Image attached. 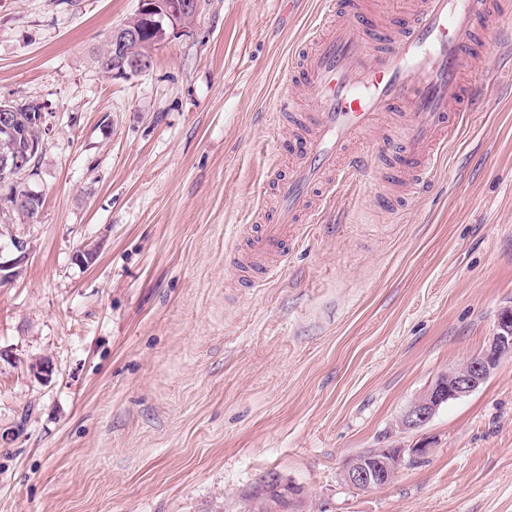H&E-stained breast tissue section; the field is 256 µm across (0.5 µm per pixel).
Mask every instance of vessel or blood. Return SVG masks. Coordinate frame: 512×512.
Masks as SVG:
<instances>
[{"instance_id": "b4317fda", "label": "vessel or blood", "mask_w": 512, "mask_h": 512, "mask_svg": "<svg viewBox=\"0 0 512 512\" xmlns=\"http://www.w3.org/2000/svg\"><path fill=\"white\" fill-rule=\"evenodd\" d=\"M493 17L511 18L512 0H420L388 22L362 0H324L301 66L288 69L313 105L298 112L292 96L277 100V113L295 123L294 159L277 183L274 219L252 225L248 251L234 257L240 278L257 288L279 273L313 197L331 198L346 177L367 172L372 156L357 144L399 107L408 109L405 135L389 173L416 187L430 181L456 116L479 101L483 84L465 83L464 69Z\"/></svg>"}]
</instances>
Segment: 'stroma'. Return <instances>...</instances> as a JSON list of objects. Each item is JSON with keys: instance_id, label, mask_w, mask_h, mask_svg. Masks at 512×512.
<instances>
[{"instance_id": "obj_1", "label": "stroma", "mask_w": 512, "mask_h": 512, "mask_svg": "<svg viewBox=\"0 0 512 512\" xmlns=\"http://www.w3.org/2000/svg\"><path fill=\"white\" fill-rule=\"evenodd\" d=\"M320 2L200 0L153 69L115 79L99 57L139 0H0V99L47 112L25 182L42 208L0 238L4 258L11 237L29 248L0 285V512H251L271 472L288 512H512V356L401 425L512 305L498 34L465 69L480 104L427 189L377 164L314 201L278 279H235L290 169L277 97L312 104L281 73ZM421 440L423 463L388 484H342L359 452Z\"/></svg>"}]
</instances>
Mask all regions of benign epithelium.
I'll return each mask as SVG.
<instances>
[{
    "instance_id": "1",
    "label": "benign epithelium",
    "mask_w": 512,
    "mask_h": 512,
    "mask_svg": "<svg viewBox=\"0 0 512 512\" xmlns=\"http://www.w3.org/2000/svg\"><path fill=\"white\" fill-rule=\"evenodd\" d=\"M198 10L196 0H140L138 10L140 19L151 32L153 46L166 43L172 34L186 24L187 15ZM153 67L148 58L124 53L122 64L112 69V77L121 78L140 75ZM14 257L0 260V277L4 271L25 261L29 249L27 242L13 239ZM512 356V307L503 309L498 315L493 336L476 357L466 364L448 370L427 391L410 406L402 419V426L417 429L424 426L446 401L468 395L484 383L498 367L502 358ZM428 448L424 445L412 448H392L376 459L369 461L351 460L341 473V481L353 490L369 489L381 484V480H390L409 462L423 458Z\"/></svg>"
}]
</instances>
